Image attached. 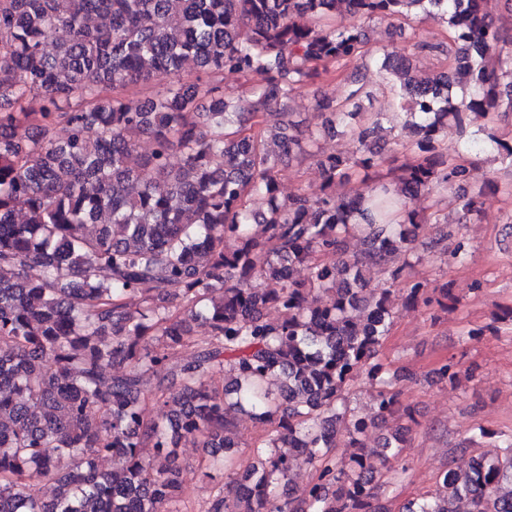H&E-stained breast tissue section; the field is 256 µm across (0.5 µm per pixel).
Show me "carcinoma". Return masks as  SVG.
<instances>
[{
  "label": "carcinoma",
  "mask_w": 512,
  "mask_h": 512,
  "mask_svg": "<svg viewBox=\"0 0 512 512\" xmlns=\"http://www.w3.org/2000/svg\"><path fill=\"white\" fill-rule=\"evenodd\" d=\"M487 2L0 0V512H175L187 439L229 473L208 512H386L363 442L372 424L347 418L345 392L359 376L382 386L377 416L396 423L384 459L405 448L410 412L375 362L390 289L363 270L398 279L426 224L415 201L467 178L438 151L448 126L512 112V54L497 52ZM344 13L438 15L448 41L371 54L361 27L338 23ZM421 55L448 65L423 75ZM357 60L385 72L417 136L412 158L387 180L351 184L386 149L385 114L362 111L372 92L354 85L314 104L332 115L321 132L341 128L352 151L316 154L319 195H282V167L315 142L292 120L298 89ZM226 72L248 89L225 92ZM272 105L284 121L270 131ZM143 137L152 147L140 153ZM464 148L512 162L488 126ZM454 203L466 220L482 205L474 194ZM187 344L193 356L165 371ZM237 412L270 426L244 469ZM340 446L353 449L344 464ZM301 467L315 478L281 497ZM437 485L404 512H512V440Z\"/></svg>",
  "instance_id": "obj_1"
}]
</instances>
